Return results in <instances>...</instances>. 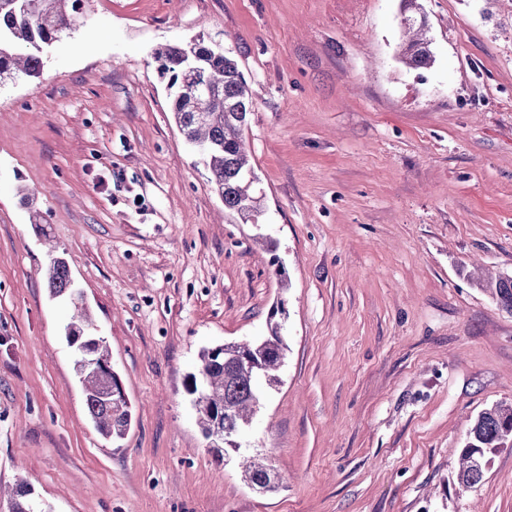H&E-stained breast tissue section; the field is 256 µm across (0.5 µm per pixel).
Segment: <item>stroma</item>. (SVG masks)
Masks as SVG:
<instances>
[{
    "label": "stroma",
    "mask_w": 512,
    "mask_h": 512,
    "mask_svg": "<svg viewBox=\"0 0 512 512\" xmlns=\"http://www.w3.org/2000/svg\"><path fill=\"white\" fill-rule=\"evenodd\" d=\"M420 2L435 62L412 70L399 0H91L0 87V485L39 512H512V447L455 480L474 417L512 403V314L470 278L512 275V0ZM218 32L252 93L259 224L225 211L152 57ZM49 240L128 396L121 441L88 416ZM279 301L280 383L218 453L188 377ZM244 480L259 492L271 491L275 488L274 476L271 470L255 457H244L241 462Z\"/></svg>",
    "instance_id": "obj_1"
}]
</instances>
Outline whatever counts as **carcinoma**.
Listing matches in <instances>:
<instances>
[{
  "mask_svg": "<svg viewBox=\"0 0 512 512\" xmlns=\"http://www.w3.org/2000/svg\"><path fill=\"white\" fill-rule=\"evenodd\" d=\"M401 24L410 32L401 46V60L413 70L433 63L428 20L419 0H400ZM85 0H0V86L19 75L36 77L43 70L47 48L69 34L82 19ZM160 77L177 88L172 115L186 142L200 156L210 174L224 209L245 224H258L264 215L260 198L252 186L258 177L244 143L253 104L246 80L233 51L216 41L193 39L161 45L154 51ZM52 297L76 300L67 262L58 256L45 269ZM479 286L504 311L512 314V276L479 282ZM280 307L271 312L270 336L254 342H230L216 351L203 350L196 372L189 377L187 392L199 415L204 437L214 447L237 449L231 437L248 425L260 402L262 383L272 384L287 351L274 322ZM92 321L83 307L75 306L65 337L74 348L75 369L81 382L89 415L106 439L124 438L131 425L129 403L113 391L119 379L101 365L109 363L104 338L91 332ZM512 431V404H500L480 413L469 429L459 454L456 478L460 485L481 483L486 456L504 443ZM244 480L259 492L275 488L271 470L253 457L241 462ZM30 489L17 485L11 512H36L27 499Z\"/></svg>",
  "mask_w": 512,
  "mask_h": 512,
  "instance_id": "carcinoma-1",
  "label": "carcinoma"
}]
</instances>
